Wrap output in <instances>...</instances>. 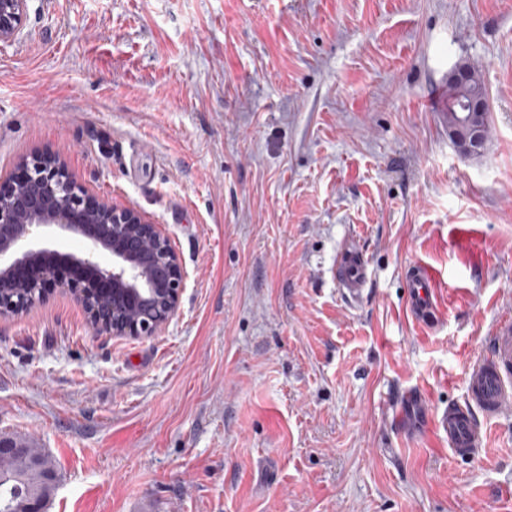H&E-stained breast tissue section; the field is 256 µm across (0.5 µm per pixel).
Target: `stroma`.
Wrapping results in <instances>:
<instances>
[{
	"label": "stroma",
	"instance_id": "35a3bbf8",
	"mask_svg": "<svg viewBox=\"0 0 512 512\" xmlns=\"http://www.w3.org/2000/svg\"><path fill=\"white\" fill-rule=\"evenodd\" d=\"M463 62L478 156L438 109ZM45 148L185 272L152 337L58 291L0 316V431L56 464L48 512H512V411L477 461L433 427L512 319V0H28L0 170ZM484 112H487L485 101L483 99L473 100L470 112L467 113L468 115L466 116V120L459 126L460 131L455 130L452 132V136L458 144L457 149L461 153H470L478 145L479 129ZM487 114L489 121V112H487ZM336 281L347 298L358 299L362 295L368 281V263L354 247H348L339 257ZM407 281L411 288L410 307L413 315L424 323L435 318L436 305L432 300L431 288L434 274L424 265L414 263L408 270Z\"/></svg>",
	"mask_w": 512,
	"mask_h": 512
}]
</instances>
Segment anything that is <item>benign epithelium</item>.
<instances>
[{
	"label": "benign epithelium",
	"instance_id": "obj_1",
	"mask_svg": "<svg viewBox=\"0 0 512 512\" xmlns=\"http://www.w3.org/2000/svg\"><path fill=\"white\" fill-rule=\"evenodd\" d=\"M27 0H0V42L12 40L26 17ZM487 106L474 100L460 129L452 132L461 153L472 152ZM24 179L0 175V314H20L58 289L81 305L90 324L107 325L114 336H153L176 314L184 272L169 238L133 209H118L89 196L69 173L58 153L37 151L20 160ZM52 229L85 242L77 255H61L42 245ZM112 262L104 264L101 255ZM76 265L86 272L80 282L56 278L54 264ZM41 266L38 277L21 280L18 269ZM5 288H26L13 298ZM15 451L0 436V481Z\"/></svg>",
	"mask_w": 512,
	"mask_h": 512
}]
</instances>
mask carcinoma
<instances>
[{
	"label": "carcinoma",
	"instance_id": "obj_1",
	"mask_svg": "<svg viewBox=\"0 0 512 512\" xmlns=\"http://www.w3.org/2000/svg\"><path fill=\"white\" fill-rule=\"evenodd\" d=\"M462 68L473 72L465 81L446 86L442 94V111L448 113V126L455 124L456 112L462 103L476 97L488 98L482 75L475 67L464 64ZM21 450L10 456L9 469L22 478L21 490L10 491L0 486V503L8 502L11 512H25L29 502L53 497L57 485L47 480L51 474H57L55 465L43 449L33 443L19 439Z\"/></svg>",
	"mask_w": 512,
	"mask_h": 512
}]
</instances>
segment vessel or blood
<instances>
[{
	"label": "vessel or blood",
	"instance_id": "vessel-or-blood-1",
	"mask_svg": "<svg viewBox=\"0 0 512 512\" xmlns=\"http://www.w3.org/2000/svg\"><path fill=\"white\" fill-rule=\"evenodd\" d=\"M336 281L343 294L359 298L368 281V263L355 248H347L336 265ZM410 307L420 321L431 322L436 314L431 288L434 274L424 265L413 264L407 275ZM489 355L477 359L466 377L468 406L449 405L434 425L448 438V448L457 457L473 460L485 450L483 420L496 419L512 411V324L498 325L488 339Z\"/></svg>",
	"mask_w": 512,
	"mask_h": 512
}]
</instances>
